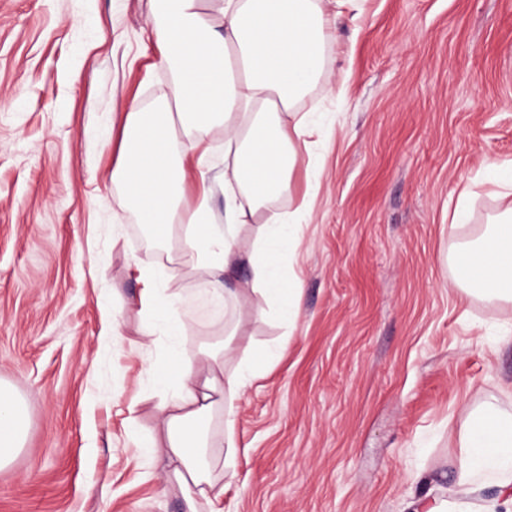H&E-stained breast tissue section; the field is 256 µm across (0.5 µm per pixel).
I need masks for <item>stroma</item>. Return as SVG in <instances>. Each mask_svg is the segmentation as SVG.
Here are the masks:
<instances>
[{"instance_id":"35a3bbf8","label":"stroma","mask_w":512,"mask_h":512,"mask_svg":"<svg viewBox=\"0 0 512 512\" xmlns=\"http://www.w3.org/2000/svg\"><path fill=\"white\" fill-rule=\"evenodd\" d=\"M152 24L151 0H0V381L28 418L0 512H184L138 446L170 341L143 343L124 307L140 265L205 283L181 233L135 232L111 180L126 106L170 93ZM327 34L326 75L296 105L315 129L275 203L295 210L318 178L280 264L303 309L290 325L248 298L239 348L277 360L235 404L224 512H404L425 482L452 486L471 411L512 410V303L453 264L512 208L482 185L484 158L512 165V0H360ZM223 174L219 147L187 186L210 188L219 222ZM467 185L470 219L450 226ZM223 338V308L202 305L182 348Z\"/></svg>"}]
</instances>
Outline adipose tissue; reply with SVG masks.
<instances>
[{"label":"adipose tissue","instance_id":"adipose-tissue-1","mask_svg":"<svg viewBox=\"0 0 512 512\" xmlns=\"http://www.w3.org/2000/svg\"><path fill=\"white\" fill-rule=\"evenodd\" d=\"M153 40L159 63L170 77L171 94L158 104L130 106L122 114L112 182L123 207L158 241L182 225L184 244L207 283L210 302L224 307L222 352L184 359L171 346L154 372L162 393L155 432L140 443L149 456L164 454L168 484L180 490L187 512H223L217 466H235L237 424L227 405L246 392L255 365L226 374L244 325L246 291L236 285L245 266L254 291L275 306L280 318L295 320L301 291L277 272L284 250L295 246L291 229L309 215L299 207L287 217L272 201L290 194L300 142L311 121L296 116L295 103L325 70L324 28L331 16L325 0H224L218 17L201 10V0H152ZM224 131V224H217L208 190L186 195V160L208 155L210 135ZM262 225H254L258 212ZM253 235L252 247L242 240ZM456 278L479 284L483 294L512 302V228L496 231L456 260ZM141 289L130 310L146 318L143 337L163 332L185 335L191 294L167 292L158 270L139 267ZM224 412V459H216L206 422ZM26 412L16 394L0 384V465L7 463L26 432ZM455 481L447 492L431 486L406 505L407 512H512V412L493 403L471 413L460 439ZM497 495L487 497V486Z\"/></svg>","mask_w":512,"mask_h":512}]
</instances>
